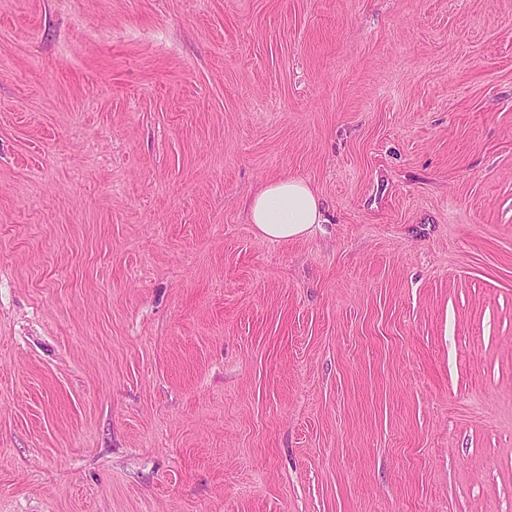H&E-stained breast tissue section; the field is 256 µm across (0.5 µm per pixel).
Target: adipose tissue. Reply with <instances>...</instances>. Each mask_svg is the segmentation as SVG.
Instances as JSON below:
<instances>
[{
  "instance_id": "obj_1",
  "label": "adipose tissue",
  "mask_w": 512,
  "mask_h": 512,
  "mask_svg": "<svg viewBox=\"0 0 512 512\" xmlns=\"http://www.w3.org/2000/svg\"><path fill=\"white\" fill-rule=\"evenodd\" d=\"M247 209L257 231L277 241L306 237L324 221L320 196L296 177L270 181L251 197Z\"/></svg>"
}]
</instances>
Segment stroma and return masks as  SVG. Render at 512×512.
Segmentation results:
<instances>
[{
    "instance_id": "obj_1",
    "label": "stroma",
    "mask_w": 512,
    "mask_h": 512,
    "mask_svg": "<svg viewBox=\"0 0 512 512\" xmlns=\"http://www.w3.org/2000/svg\"><path fill=\"white\" fill-rule=\"evenodd\" d=\"M0 512H512V0H0ZM247 209L250 224L277 241L307 237L325 221L320 196L296 177L270 181L251 197Z\"/></svg>"
}]
</instances>
